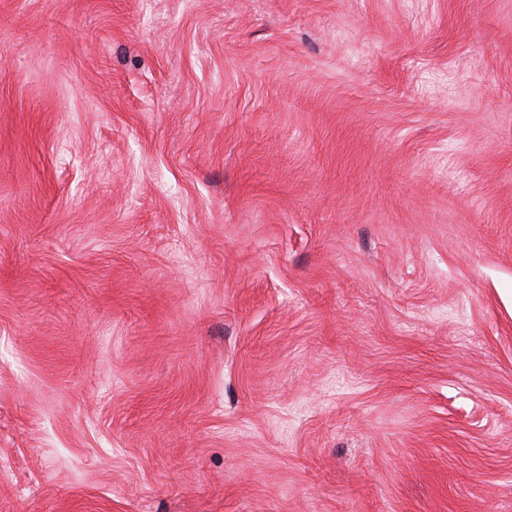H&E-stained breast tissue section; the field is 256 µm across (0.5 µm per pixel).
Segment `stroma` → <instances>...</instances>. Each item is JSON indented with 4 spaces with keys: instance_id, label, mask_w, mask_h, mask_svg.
<instances>
[{
    "instance_id": "35a3bbf8",
    "label": "stroma",
    "mask_w": 512,
    "mask_h": 512,
    "mask_svg": "<svg viewBox=\"0 0 512 512\" xmlns=\"http://www.w3.org/2000/svg\"><path fill=\"white\" fill-rule=\"evenodd\" d=\"M0 512H512V0H0Z\"/></svg>"
}]
</instances>
